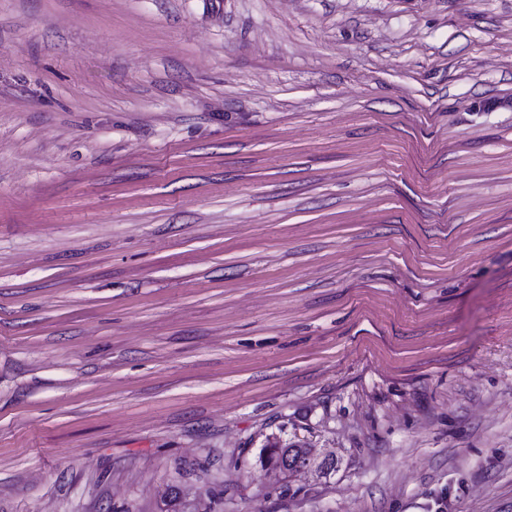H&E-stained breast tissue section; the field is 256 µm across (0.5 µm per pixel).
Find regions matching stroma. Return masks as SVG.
Returning <instances> with one entry per match:
<instances>
[{
	"instance_id": "35a3bbf8",
	"label": "stroma",
	"mask_w": 512,
	"mask_h": 512,
	"mask_svg": "<svg viewBox=\"0 0 512 512\" xmlns=\"http://www.w3.org/2000/svg\"><path fill=\"white\" fill-rule=\"evenodd\" d=\"M171 486L512 512V0H0V512ZM275 442L276 441H271L266 446L264 459L266 469L277 478L288 479L291 476H299L307 472V469L301 468H307L313 465L322 472H324L325 470L335 471L336 469L337 462L335 459L323 458L320 462L316 463L315 460H313L310 455L309 448H303L302 446L293 443L286 444L285 446H282V448L285 454L288 453L289 465L291 467L298 466L300 469L289 470L288 467L283 466L281 463L277 465H268L266 463V459L275 450V447L273 446Z\"/></svg>"
}]
</instances>
